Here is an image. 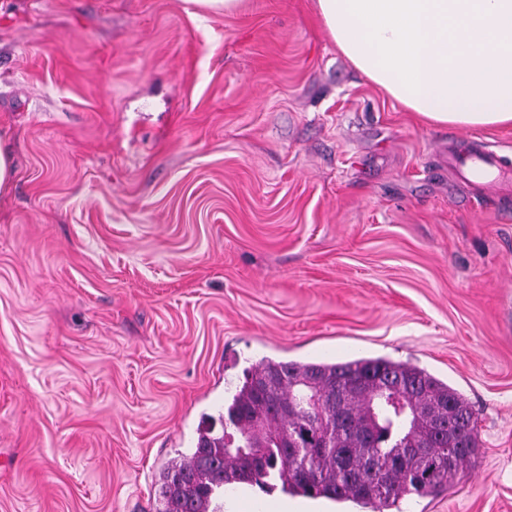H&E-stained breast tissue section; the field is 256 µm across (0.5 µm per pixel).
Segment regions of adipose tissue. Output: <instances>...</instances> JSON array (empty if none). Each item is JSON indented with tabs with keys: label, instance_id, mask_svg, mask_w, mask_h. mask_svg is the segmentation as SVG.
Instances as JSON below:
<instances>
[{
	"label": "adipose tissue",
	"instance_id": "adipose-tissue-1",
	"mask_svg": "<svg viewBox=\"0 0 512 512\" xmlns=\"http://www.w3.org/2000/svg\"><path fill=\"white\" fill-rule=\"evenodd\" d=\"M339 50L431 122L512 125V0H317Z\"/></svg>",
	"mask_w": 512,
	"mask_h": 512
}]
</instances>
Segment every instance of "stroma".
<instances>
[{
  "label": "stroma",
  "mask_w": 512,
  "mask_h": 512,
  "mask_svg": "<svg viewBox=\"0 0 512 512\" xmlns=\"http://www.w3.org/2000/svg\"><path fill=\"white\" fill-rule=\"evenodd\" d=\"M0 512H157L264 357L408 360L482 453L399 512H512V126L425 121L316 0H0ZM485 142L500 176L450 165ZM361 512L256 486L223 512ZM7 130L0 131V195L10 190L14 176V160Z\"/></svg>",
  "instance_id": "stroma-1"
}]
</instances>
